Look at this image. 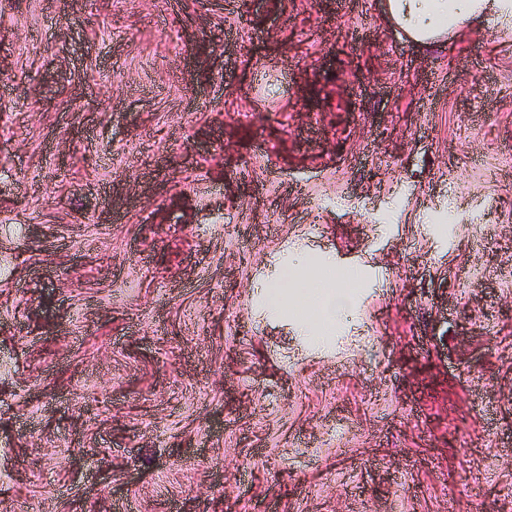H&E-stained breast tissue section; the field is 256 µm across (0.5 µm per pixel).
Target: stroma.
I'll use <instances>...</instances> for the list:
<instances>
[{
    "instance_id": "obj_1",
    "label": "stroma",
    "mask_w": 512,
    "mask_h": 512,
    "mask_svg": "<svg viewBox=\"0 0 512 512\" xmlns=\"http://www.w3.org/2000/svg\"><path fill=\"white\" fill-rule=\"evenodd\" d=\"M380 11L0 0V512H512V29ZM323 265L322 274L317 278H312L304 284L301 294L305 300L316 303L327 321L333 319L336 314L346 308L349 303L348 294L335 284L328 285L329 280L334 275V265L326 263L325 256H321L318 262ZM327 288V289H324Z\"/></svg>"
}]
</instances>
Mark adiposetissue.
Masks as SVG:
<instances>
[{"instance_id":"adipose-tissue-1","label":"adipose tissue","mask_w":512,"mask_h":512,"mask_svg":"<svg viewBox=\"0 0 512 512\" xmlns=\"http://www.w3.org/2000/svg\"><path fill=\"white\" fill-rule=\"evenodd\" d=\"M381 18L399 38L429 50L491 25L511 28L512 0H385ZM333 275V264H324L321 275L306 281L301 291L328 320L350 303L348 294L332 284Z\"/></svg>"}]
</instances>
